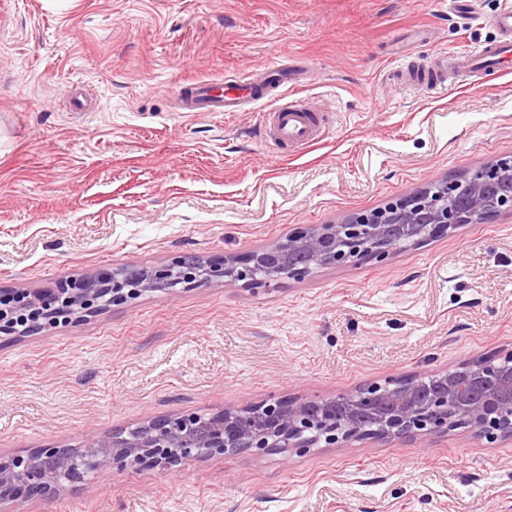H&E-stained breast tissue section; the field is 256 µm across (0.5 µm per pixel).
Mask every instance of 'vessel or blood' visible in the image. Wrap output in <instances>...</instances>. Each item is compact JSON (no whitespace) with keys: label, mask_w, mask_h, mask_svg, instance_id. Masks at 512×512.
Wrapping results in <instances>:
<instances>
[{"label":"vessel or blood","mask_w":512,"mask_h":512,"mask_svg":"<svg viewBox=\"0 0 512 512\" xmlns=\"http://www.w3.org/2000/svg\"><path fill=\"white\" fill-rule=\"evenodd\" d=\"M492 24L500 33L499 40L468 54L448 56L442 66V77L475 80L512 62V0H503ZM268 74V79L247 81L237 90L213 81L189 83L180 93L179 107L185 112H227L244 96L257 105L269 103L264 124L268 138L297 149L319 142L323 128L315 113L295 104L292 98L293 91L304 82L301 73L278 62L269 67ZM272 86L280 90L274 99L267 94Z\"/></svg>","instance_id":"b4317fda"}]
</instances>
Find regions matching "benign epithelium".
<instances>
[{
	"label": "benign epithelium",
	"mask_w": 512,
	"mask_h": 512,
	"mask_svg": "<svg viewBox=\"0 0 512 512\" xmlns=\"http://www.w3.org/2000/svg\"><path fill=\"white\" fill-rule=\"evenodd\" d=\"M512 209V171L487 165L451 182H434L370 214L338 224L299 227L243 254L205 259L185 253L153 268L126 266L71 279L54 288H1L0 335H31L81 321L113 303L144 292L212 281H243L253 288L280 279H303L344 263L381 262L396 251L447 236ZM26 330L19 331V325ZM196 414L153 418L125 432L72 446L49 445L24 455L0 454V512L19 499H48L60 477L79 465L90 473L131 467L174 471L192 457L259 450L279 454L338 445L354 439L442 435L470 427L489 440L512 438V351L497 358L436 371L428 381L371 384L335 397H288L225 406L194 427Z\"/></svg>",
	"instance_id": "obj_1"
}]
</instances>
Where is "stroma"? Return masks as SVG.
<instances>
[{
  "label": "stroma",
  "instance_id": "1",
  "mask_svg": "<svg viewBox=\"0 0 512 512\" xmlns=\"http://www.w3.org/2000/svg\"><path fill=\"white\" fill-rule=\"evenodd\" d=\"M0 0V285L240 254L426 183L512 159V70L401 84L497 38L501 0ZM308 65L322 141L292 151L263 107L179 112L189 81ZM87 99L70 111L72 93ZM512 351V211L381 263L268 288L142 294L0 340V453L81 445L150 418L331 397ZM10 512H512V439L460 428L288 456L95 474Z\"/></svg>",
  "mask_w": 512,
  "mask_h": 512
}]
</instances>
